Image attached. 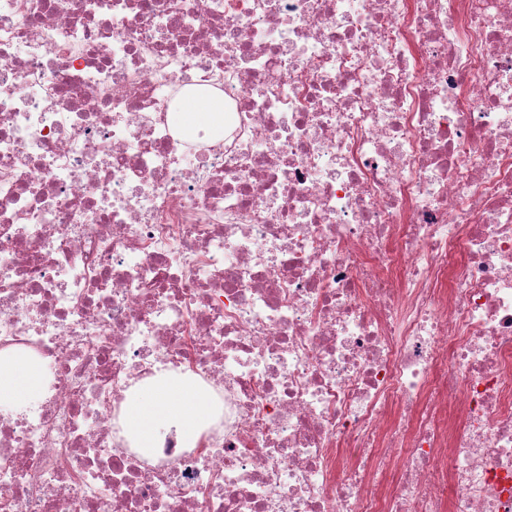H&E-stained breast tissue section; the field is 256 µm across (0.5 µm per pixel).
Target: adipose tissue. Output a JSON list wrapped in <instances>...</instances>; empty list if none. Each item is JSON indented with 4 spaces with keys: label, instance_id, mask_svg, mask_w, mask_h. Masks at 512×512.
<instances>
[{
    "label": "adipose tissue",
    "instance_id": "1",
    "mask_svg": "<svg viewBox=\"0 0 512 512\" xmlns=\"http://www.w3.org/2000/svg\"><path fill=\"white\" fill-rule=\"evenodd\" d=\"M223 117L221 105L197 97L188 98L179 111L181 127L189 136L221 122ZM44 383V367L34 356L21 350L0 352L1 407L16 408L37 401ZM122 410L127 437L138 453L149 459L172 430L177 431L183 447H196L211 403L207 392L191 378L162 374L131 388Z\"/></svg>",
    "mask_w": 512,
    "mask_h": 512
}]
</instances>
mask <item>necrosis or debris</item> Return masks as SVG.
I'll use <instances>...</instances> for the list:
<instances>
[{"instance_id": "obj_1", "label": "necrosis or debris", "mask_w": 512, "mask_h": 512, "mask_svg": "<svg viewBox=\"0 0 512 512\" xmlns=\"http://www.w3.org/2000/svg\"><path fill=\"white\" fill-rule=\"evenodd\" d=\"M14 348L0 512H512V0H0ZM224 109L221 105L204 98L190 97L180 108L179 121L184 133L193 136L223 121ZM44 383V367L34 356L21 350L0 352L1 407L16 408L37 401ZM124 429L133 448L151 459L170 429H176L183 447L194 448L211 414L207 392L191 378L162 374L131 388L123 403Z\"/></svg>"}]
</instances>
